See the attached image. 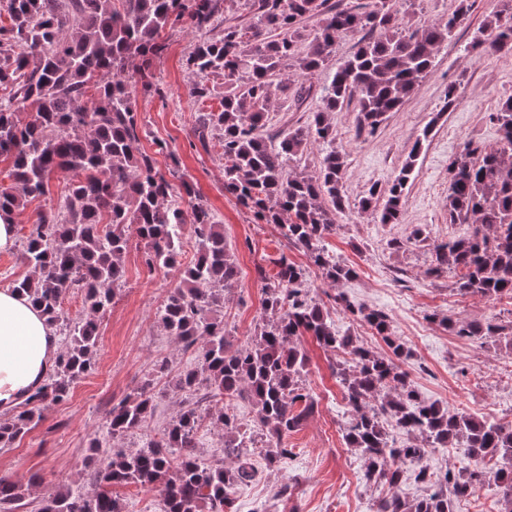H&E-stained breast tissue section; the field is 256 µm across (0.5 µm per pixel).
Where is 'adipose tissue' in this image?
<instances>
[{
    "label": "adipose tissue",
    "instance_id": "1",
    "mask_svg": "<svg viewBox=\"0 0 512 512\" xmlns=\"http://www.w3.org/2000/svg\"><path fill=\"white\" fill-rule=\"evenodd\" d=\"M59 353L57 339L27 297L0 289V413L43 382Z\"/></svg>",
    "mask_w": 512,
    "mask_h": 512
}]
</instances>
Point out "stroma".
<instances>
[{"label": "stroma", "instance_id": "35a3bbf8", "mask_svg": "<svg viewBox=\"0 0 512 512\" xmlns=\"http://www.w3.org/2000/svg\"><path fill=\"white\" fill-rule=\"evenodd\" d=\"M471 2L467 24L440 48L432 71L375 132L358 131L354 107L331 116L336 148L345 156L344 182L352 203L372 184L393 182L407 159L415 161L399 223H378L373 215L352 206L329 236L330 251L357 270L356 277L337 289L330 287L323 271L310 264L302 251L279 236L274 225L256 220L225 193L219 142L210 141L205 148L196 145V116L220 109L224 80L210 79L211 95L206 100L191 96L196 76L188 69L186 57L197 40L195 33H173L167 53L155 64L161 95H137L135 108L145 131L143 149L154 152L156 141H165L175 151L185 180L224 226L241 270L239 284L223 310L234 345L250 342L259 321L264 290L258 269L273 272L276 261L284 256L304 266L313 297L325 305L337 330L353 336L358 344L380 353L386 350L367 325L341 310L335 294L344 293L353 302L387 314L392 334L410 353L404 369L422 399L452 414L463 411L479 419L512 420V378L507 375L512 352L454 336L445 323L449 317L512 320V299L460 295L454 273L433 279L424 276L432 262L433 245L468 231L466 225L448 221V164L464 142L496 144L498 132L489 115L512 97V54L478 59L467 51L499 2ZM332 75L327 69L315 76L313 90L305 98L278 99L274 128L308 124ZM452 82L459 88L458 99L444 113L440 106ZM426 127L431 133L423 142L419 136ZM417 228L424 230L426 242H411ZM393 239L405 241V248L390 249ZM124 267L125 284L98 321L94 373L75 384L66 401L45 409L13 447L0 450V474L29 488L28 504L21 512H35L48 491L77 481L78 461L90 441L105 437L108 412L125 396L147 383L156 394L154 409L141 428L113 441V448L124 450L141 448L159 436L194 400L176 389L175 382L181 373L195 368V354L156 323L166 292L178 279L177 269L147 268L143 245L136 238L124 256ZM301 346L308 357L305 383L315 400L314 411L289 434L286 444L293 455L288 463L273 466L264 455L253 454V479L233 493L238 512H373L376 501L391 493L408 500L424 494V487L411 478L394 492L384 483L367 479L363 460L342 439L347 408L332 371L336 357L308 336L302 338ZM163 361L168 369L157 373L156 366ZM284 485L289 491L283 496L279 489Z\"/></svg>", "mask_w": 512, "mask_h": 512}]
</instances>
